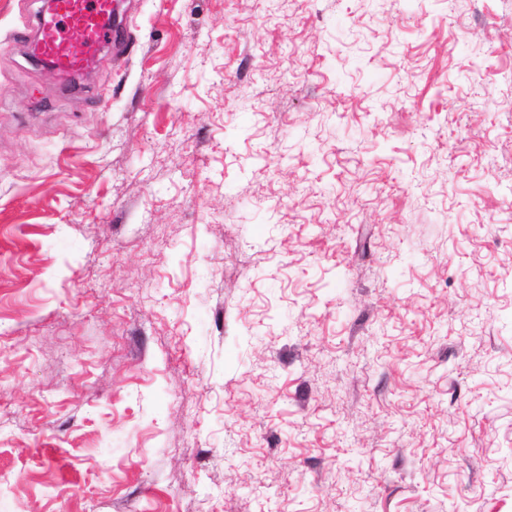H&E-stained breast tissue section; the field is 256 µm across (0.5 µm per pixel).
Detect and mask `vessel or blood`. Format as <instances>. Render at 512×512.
I'll list each match as a JSON object with an SVG mask.
<instances>
[{
	"label": "vessel or blood",
	"instance_id": "1",
	"mask_svg": "<svg viewBox=\"0 0 512 512\" xmlns=\"http://www.w3.org/2000/svg\"><path fill=\"white\" fill-rule=\"evenodd\" d=\"M14 36L34 41L39 60L68 80L84 72L101 47L123 38L113 21V0H52L36 31L23 27Z\"/></svg>",
	"mask_w": 512,
	"mask_h": 512
}]
</instances>
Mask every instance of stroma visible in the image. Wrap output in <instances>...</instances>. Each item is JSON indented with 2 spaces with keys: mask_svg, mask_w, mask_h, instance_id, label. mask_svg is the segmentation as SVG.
Returning <instances> with one entry per match:
<instances>
[{
  "mask_svg": "<svg viewBox=\"0 0 512 512\" xmlns=\"http://www.w3.org/2000/svg\"><path fill=\"white\" fill-rule=\"evenodd\" d=\"M0 0V512H512V0ZM112 0H53L39 19L35 49L40 61L52 64L63 78L79 76L104 45L122 40L113 21Z\"/></svg>",
  "mask_w": 512,
  "mask_h": 512,
  "instance_id": "obj_1",
  "label": "stroma"
}]
</instances>
